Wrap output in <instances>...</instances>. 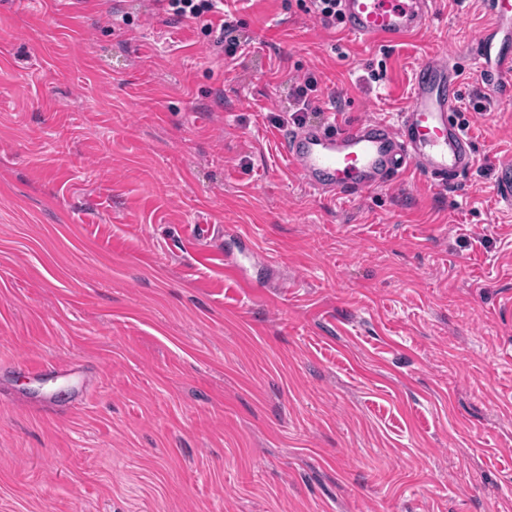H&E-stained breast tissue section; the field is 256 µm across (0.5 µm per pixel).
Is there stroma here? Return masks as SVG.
I'll return each mask as SVG.
<instances>
[{
  "instance_id": "stroma-1",
  "label": "stroma",
  "mask_w": 512,
  "mask_h": 512,
  "mask_svg": "<svg viewBox=\"0 0 512 512\" xmlns=\"http://www.w3.org/2000/svg\"><path fill=\"white\" fill-rule=\"evenodd\" d=\"M482 2L391 49L226 0L230 59L154 0H0V512H512V106L470 66ZM442 51L458 186L292 174L297 83L307 124L391 119ZM236 31V25L234 21L222 20L220 24L218 35L216 36V43L223 44L224 43V52L229 57H234L240 48L248 46L249 42L246 38L244 41H240L239 37L233 36L232 34ZM227 43V45H225ZM316 85L317 79L314 76H309L293 89L292 104L287 112H292L290 116L294 124H302L308 112H320V109L313 107V101L309 96V91H315ZM495 190L498 200L512 207V159H503L499 162Z\"/></svg>"
}]
</instances>
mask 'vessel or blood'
<instances>
[{
    "mask_svg": "<svg viewBox=\"0 0 512 512\" xmlns=\"http://www.w3.org/2000/svg\"><path fill=\"white\" fill-rule=\"evenodd\" d=\"M438 0H341L353 40L393 48L426 30ZM492 19L472 48L484 89L498 104L512 103V0H485ZM459 73L448 53L415 68L406 107L392 120L340 128L301 126L279 139L290 171L312 192L362 197L402 181L430 177L456 185L475 165L470 136L454 119ZM495 190L512 207V159L498 164Z\"/></svg>",
    "mask_w": 512,
    "mask_h": 512,
    "instance_id": "b4317fda",
    "label": "vessel or blood"
}]
</instances>
